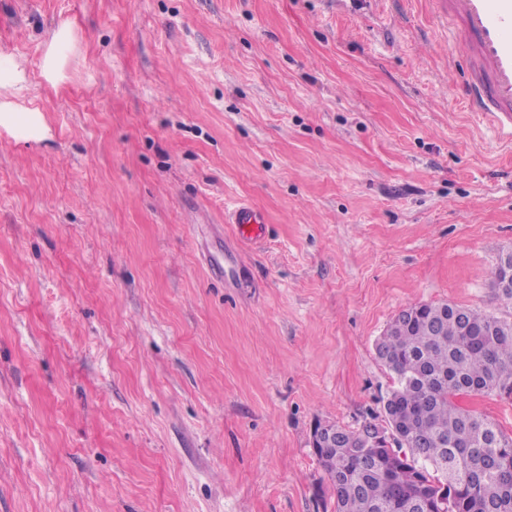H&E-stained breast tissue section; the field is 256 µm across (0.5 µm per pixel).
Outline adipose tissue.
<instances>
[{"mask_svg":"<svg viewBox=\"0 0 512 512\" xmlns=\"http://www.w3.org/2000/svg\"><path fill=\"white\" fill-rule=\"evenodd\" d=\"M75 46L70 24H61L46 44L40 66L41 77L50 85L64 78L68 58ZM29 74L24 57L0 54V128L20 140L44 139L48 129L42 111L27 100Z\"/></svg>","mask_w":512,"mask_h":512,"instance_id":"adipose-tissue-1","label":"adipose tissue"}]
</instances>
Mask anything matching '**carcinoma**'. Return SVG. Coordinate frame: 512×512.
<instances>
[{"mask_svg":"<svg viewBox=\"0 0 512 512\" xmlns=\"http://www.w3.org/2000/svg\"><path fill=\"white\" fill-rule=\"evenodd\" d=\"M393 388L400 437L392 452L352 448L336 427L317 455L334 512H512V435L462 408L472 384L512 390V322L449 303L396 316L376 344Z\"/></svg>","mask_w":512,"mask_h":512,"instance_id":"1","label":"carcinoma"}]
</instances>
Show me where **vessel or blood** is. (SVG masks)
Returning <instances> with one entry per match:
<instances>
[{
	"instance_id": "b4317fda",
	"label": "vessel or blood",
	"mask_w": 512,
	"mask_h": 512,
	"mask_svg": "<svg viewBox=\"0 0 512 512\" xmlns=\"http://www.w3.org/2000/svg\"><path fill=\"white\" fill-rule=\"evenodd\" d=\"M439 18L455 33L467 63L461 86L466 107L488 117L512 141V0H435ZM230 221L245 241L261 240L266 220L240 203Z\"/></svg>"
}]
</instances>
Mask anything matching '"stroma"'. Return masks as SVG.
<instances>
[{"mask_svg": "<svg viewBox=\"0 0 512 512\" xmlns=\"http://www.w3.org/2000/svg\"><path fill=\"white\" fill-rule=\"evenodd\" d=\"M0 54L48 127L0 130V512H325L311 428L383 418L394 316L512 321V142L429 0H0ZM74 46L72 26L61 24L47 42L41 60L40 75L48 84L57 86L64 79L65 66ZM230 224L237 227V235L244 241L261 240L266 233V220L261 211L250 204L239 203L230 212Z\"/></svg>", "mask_w": 512, "mask_h": 512, "instance_id": "obj_1", "label": "stroma"}]
</instances>
